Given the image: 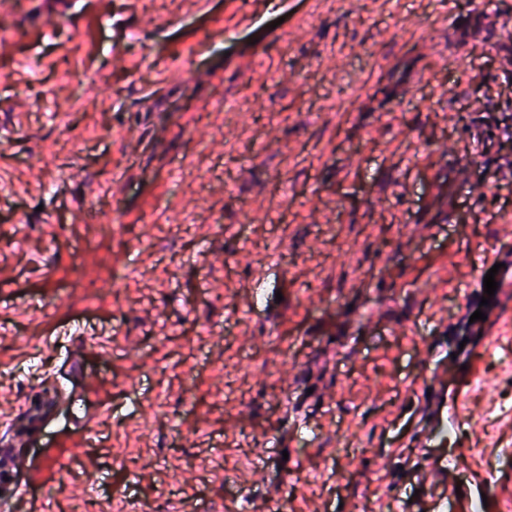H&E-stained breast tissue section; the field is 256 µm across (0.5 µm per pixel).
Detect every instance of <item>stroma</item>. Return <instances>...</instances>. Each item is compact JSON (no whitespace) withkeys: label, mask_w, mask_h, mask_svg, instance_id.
I'll return each instance as SVG.
<instances>
[{"label":"stroma","mask_w":512,"mask_h":512,"mask_svg":"<svg viewBox=\"0 0 512 512\" xmlns=\"http://www.w3.org/2000/svg\"><path fill=\"white\" fill-rule=\"evenodd\" d=\"M267 2L0 0V409L28 403L0 440L69 429L27 475L48 512H426L425 385L467 379L472 269L512 260V0ZM496 341L451 448L496 464L483 512L512 494Z\"/></svg>","instance_id":"35a3bbf8"}]
</instances>
